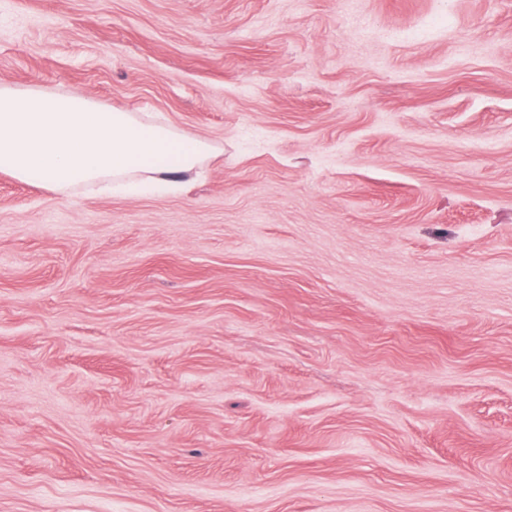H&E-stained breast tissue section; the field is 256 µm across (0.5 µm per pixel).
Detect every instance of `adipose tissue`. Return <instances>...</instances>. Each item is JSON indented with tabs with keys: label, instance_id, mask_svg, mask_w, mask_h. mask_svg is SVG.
<instances>
[{
	"label": "adipose tissue",
	"instance_id": "ef3b65f1",
	"mask_svg": "<svg viewBox=\"0 0 512 512\" xmlns=\"http://www.w3.org/2000/svg\"><path fill=\"white\" fill-rule=\"evenodd\" d=\"M214 151L208 139L80 93L0 84V172L58 194L172 190Z\"/></svg>",
	"mask_w": 512,
	"mask_h": 512
}]
</instances>
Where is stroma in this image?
Returning <instances> with one entry per match:
<instances>
[{
    "mask_svg": "<svg viewBox=\"0 0 512 512\" xmlns=\"http://www.w3.org/2000/svg\"><path fill=\"white\" fill-rule=\"evenodd\" d=\"M208 138L0 173V512H512V0H0V84Z\"/></svg>",
    "mask_w": 512,
    "mask_h": 512,
    "instance_id": "1",
    "label": "stroma"
}]
</instances>
